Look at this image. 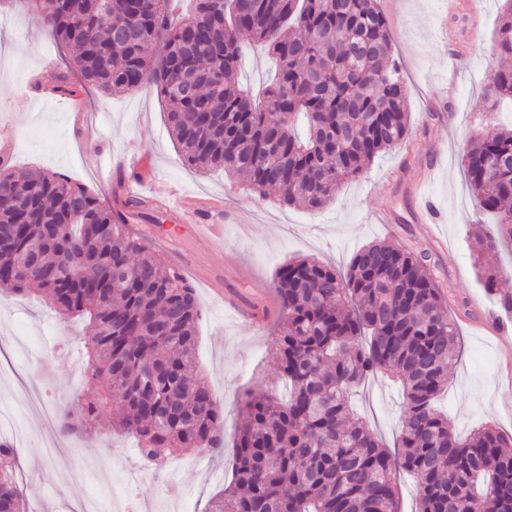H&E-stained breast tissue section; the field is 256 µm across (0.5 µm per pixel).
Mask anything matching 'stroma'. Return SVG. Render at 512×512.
Instances as JSON below:
<instances>
[{
    "mask_svg": "<svg viewBox=\"0 0 512 512\" xmlns=\"http://www.w3.org/2000/svg\"><path fill=\"white\" fill-rule=\"evenodd\" d=\"M393 37V55L408 90L411 135L400 148L377 155L363 173L346 181L324 209L284 205L276 193L260 194L223 171L189 167L177 150L156 89L109 95L76 84L74 95H55L38 111H13L9 104L71 65V52L31 24L26 12H9L0 27V124L14 139L15 173L66 175L117 206L115 166L136 147L148 173L142 183L149 205L128 218L130 229L158 238L180 227L181 246L162 248L167 265L193 285L201 305L196 354L203 380L224 408V451L175 456L163 467L143 461L132 439L112 431L102 416L92 439L63 436L54 410L78 408L92 394L78 341L84 321L59 319L44 297L0 295V412L17 414L26 430L16 441L26 472L29 512H65L73 494L92 496L100 512L132 498L148 512H207L233 479L236 428L246 393L281 387L271 337L279 323L272 282L280 266L313 257L345 269L361 246L385 241L426 251L448 309L457 317L461 351L449 367L447 390L436 407L460 435L488 424L512 437V313L501 310L482 283L470 228L491 230L465 177L466 134L493 125L512 126V103L490 107L485 84L498 64L492 52L501 0H379ZM237 79L259 93L270 84L275 61L266 49L242 40ZM91 111L107 156L106 169L81 153L84 131L74 115ZM221 200L228 219L224 242L213 247L190 238V222L155 208L170 194ZM431 206L433 220L418 214ZM390 221L378 224L376 213ZM216 270L237 301L225 306L202 278ZM352 413L386 445L399 432L403 395L385 374L368 379L350 398Z\"/></svg>",
    "mask_w": 512,
    "mask_h": 512,
    "instance_id": "obj_1",
    "label": "stroma"
}]
</instances>
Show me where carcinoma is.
<instances>
[{"label":"carcinoma","mask_w":512,"mask_h":512,"mask_svg":"<svg viewBox=\"0 0 512 512\" xmlns=\"http://www.w3.org/2000/svg\"><path fill=\"white\" fill-rule=\"evenodd\" d=\"M32 20L76 56L47 82L72 93V78L110 94L154 87L183 160L198 170L246 177L287 206L320 210L379 153L406 142L407 90L392 57L378 0H194L167 17L169 0H25ZM278 61L261 101L236 81L239 34ZM160 47L159 53L149 50ZM503 63L486 98L512 99V0L494 43ZM493 233L476 226L477 253L512 246V128L467 140L462 159ZM0 251L36 268L0 280V292L40 290L63 318L88 320L85 375L95 392L58 427L91 437L101 412L162 464L177 450L224 451V413L194 378L193 287L124 218L59 173L17 175L0 166ZM429 255L378 242L338 271L313 259L281 266L273 288L282 322L275 348L285 397L246 394L232 487L211 512H399L395 472L415 474L418 512H512V449L487 427L466 438L434 405L448 383L459 333L444 308ZM484 288L501 272L480 266ZM378 373L402 387L397 453L350 416V391ZM0 512H26L13 476L17 452L0 444Z\"/></svg>","instance_id":"1"}]
</instances>
